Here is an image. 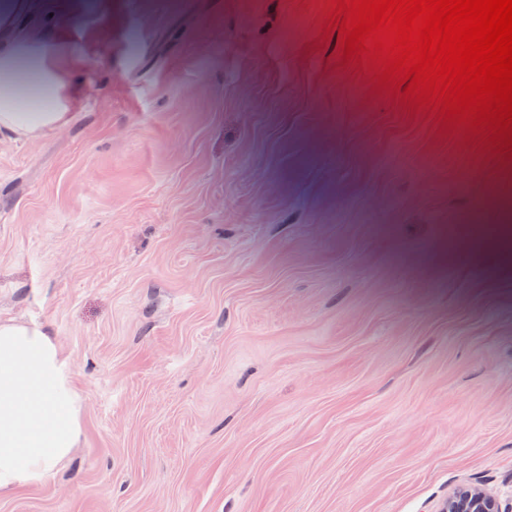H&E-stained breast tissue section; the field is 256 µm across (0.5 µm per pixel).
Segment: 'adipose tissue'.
Returning a JSON list of instances; mask_svg holds the SVG:
<instances>
[{"mask_svg":"<svg viewBox=\"0 0 512 512\" xmlns=\"http://www.w3.org/2000/svg\"><path fill=\"white\" fill-rule=\"evenodd\" d=\"M17 8V0H0V142L10 143L63 131L81 96L51 30L9 36ZM81 411L57 341L43 327L0 319L1 494L65 466L80 442Z\"/></svg>","mask_w":512,"mask_h":512,"instance_id":"1","label":"adipose tissue"}]
</instances>
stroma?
I'll return each instance as SVG.
<instances>
[{"mask_svg":"<svg viewBox=\"0 0 512 512\" xmlns=\"http://www.w3.org/2000/svg\"><path fill=\"white\" fill-rule=\"evenodd\" d=\"M69 126L0 143V316L85 398L0 512L512 505V150L343 55L315 0H20ZM482 247L485 251L498 254L503 260H511V235L507 225L487 227ZM443 511L448 512H500L496 500L479 489L462 488L448 498Z\"/></svg>","mask_w":512,"mask_h":512,"instance_id":"1","label":"stroma"}]
</instances>
